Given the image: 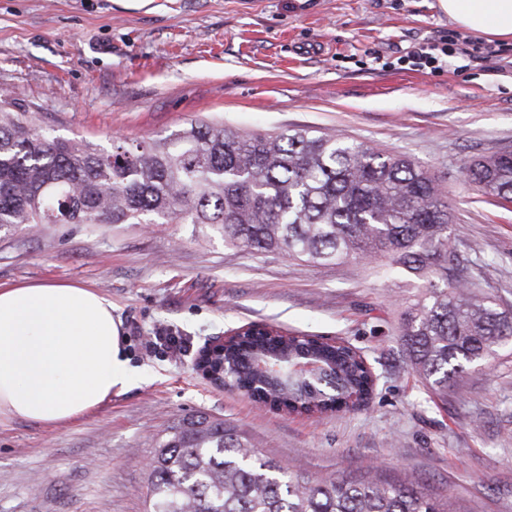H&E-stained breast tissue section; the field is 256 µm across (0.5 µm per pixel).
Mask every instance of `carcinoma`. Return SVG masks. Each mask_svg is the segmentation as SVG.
Listing matches in <instances>:
<instances>
[{
    "mask_svg": "<svg viewBox=\"0 0 512 512\" xmlns=\"http://www.w3.org/2000/svg\"><path fill=\"white\" fill-rule=\"evenodd\" d=\"M476 192L512 203V149L465 163ZM37 224H196L248 254L306 263L383 257L425 291L405 307L398 336L413 371L437 395L475 363L512 345V313L466 277L448 238V200L410 157L336 133H246L192 122L152 142L50 137L0 95V232ZM248 336L225 347L237 382L255 381ZM288 354L324 352L345 394L367 403L374 385L361 355L314 338L287 339ZM263 399L296 414L340 410L319 389ZM149 512H462L409 477H309L260 456L221 418L183 419L150 467Z\"/></svg>",
    "mask_w": 512,
    "mask_h": 512,
    "instance_id": "carcinoma-1",
    "label": "carcinoma"
}]
</instances>
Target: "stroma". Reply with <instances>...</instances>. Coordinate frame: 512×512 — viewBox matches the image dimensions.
Returning <instances> with one entry per match:
<instances>
[{
  "instance_id": "35a3bbf8",
  "label": "stroma",
  "mask_w": 512,
  "mask_h": 512,
  "mask_svg": "<svg viewBox=\"0 0 512 512\" xmlns=\"http://www.w3.org/2000/svg\"><path fill=\"white\" fill-rule=\"evenodd\" d=\"M453 29L438 0H0V93L47 135L105 148L205 120L336 132L409 156L447 197L469 278L512 312V205L461 178L465 162L512 147V42L487 60L450 54L436 71L397 62ZM31 282L111 299L140 378L64 426L1 420L0 512H147L150 460L199 412L315 478L412 474L462 512H512V348L434 395L397 335L419 290L384 259L250 255L193 224L0 232V285ZM254 323L356 348L378 377L369 404L289 415L195 369L201 350Z\"/></svg>"
}]
</instances>
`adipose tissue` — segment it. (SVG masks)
Returning a JSON list of instances; mask_svg holds the SVG:
<instances>
[{
    "instance_id": "1",
    "label": "adipose tissue",
    "mask_w": 512,
    "mask_h": 512,
    "mask_svg": "<svg viewBox=\"0 0 512 512\" xmlns=\"http://www.w3.org/2000/svg\"><path fill=\"white\" fill-rule=\"evenodd\" d=\"M459 30L512 41V0H438ZM137 370L107 297L69 284L0 287V419L58 427L126 391Z\"/></svg>"
}]
</instances>
